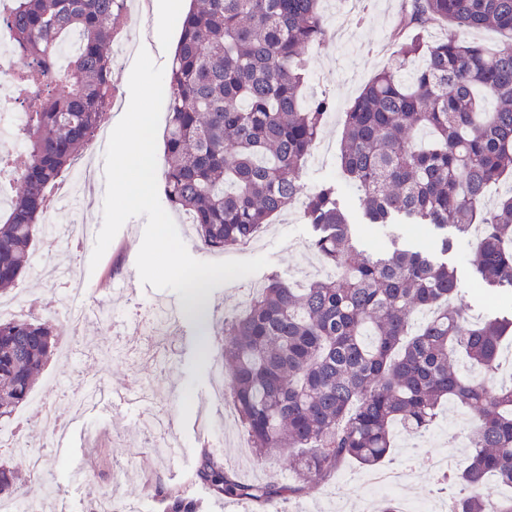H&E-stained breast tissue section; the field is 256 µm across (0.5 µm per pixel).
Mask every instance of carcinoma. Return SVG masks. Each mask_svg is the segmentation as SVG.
Here are the masks:
<instances>
[{
  "instance_id": "carcinoma-1",
  "label": "carcinoma",
  "mask_w": 512,
  "mask_h": 512,
  "mask_svg": "<svg viewBox=\"0 0 512 512\" xmlns=\"http://www.w3.org/2000/svg\"><path fill=\"white\" fill-rule=\"evenodd\" d=\"M322 0H193L164 79L165 197L207 250L235 249L301 201L311 249L336 273L303 288L270 274L248 307L224 320L227 394L255 458L292 460L296 479L250 483L203 448L192 480L217 498L285 501L347 461L384 463L392 427L425 431L445 401L473 412L468 465L452 512H488L491 484L512 487V381L493 376L512 311L472 322L453 306L457 270L430 253L358 249L333 182L306 194L304 165L327 114L307 97L308 52L325 44ZM127 0H13L12 41L42 92L26 96L25 165L0 211V294L30 268L46 231L47 187L107 115L114 29ZM512 35V0H406L387 65L345 112L341 178L368 224H423L438 251L481 231L470 262L481 290L512 296V191L484 208L489 185L512 175V44L490 52L469 34ZM81 48L51 65L63 37ZM431 315L414 326L411 314ZM56 350L50 326L0 321V419L24 406ZM26 497L0 466V499ZM167 512H200L179 490Z\"/></svg>"
}]
</instances>
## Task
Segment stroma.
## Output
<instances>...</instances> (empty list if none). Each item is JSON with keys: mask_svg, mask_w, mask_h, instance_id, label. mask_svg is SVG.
Returning a JSON list of instances; mask_svg holds the SVG:
<instances>
[{"mask_svg": "<svg viewBox=\"0 0 512 512\" xmlns=\"http://www.w3.org/2000/svg\"><path fill=\"white\" fill-rule=\"evenodd\" d=\"M148 30L141 38L153 61L169 67L180 36L181 20L164 17L158 10L160 0H151ZM403 0H371L370 18L356 28L353 42H328L311 54L307 91L326 93L335 107L327 115L321 139L326 149H314L305 165L304 182L312 188L339 176V144L343 134V114L351 101L387 63L385 46L403 10ZM146 216L128 220L108 247L119 269L106 277L103 267H90L91 250L76 253L58 246L53 233L40 235L35 252L54 253L61 268L76 271L92 297V318L82 329H74L60 303V290L46 279L28 274L9 293L12 301L21 302L20 317L50 322L59 346H74V362L62 366L52 357L40 375L35 393L45 402L55 404L59 416L74 418L78 438L90 439V446H79L61 454L47 444L44 428L33 427L39 443L36 462L13 455L0 447V457L14 467L29 489V499L42 502V512H59L69 503L73 512H91L96 500L117 502L121 512H165L159 493L160 485H179L201 502L204 512H272L254 503L215 498L201 485L189 483L202 442L210 440L216 429H224L229 447L220 448L225 465L247 482L274 479L294 481L293 465L285 459L270 457L253 462L233 443L244 433L233 407L215 400V384L207 370L208 363L218 361L223 338L220 331L205 335L197 317L187 314L185 294H176L177 317L189 334L178 342L172 328L161 335L139 332L137 322L143 310H166L165 293L154 290L145 295L136 268ZM352 222L359 233L362 249L374 251L399 244L427 249L432 235L412 224H399L389 230L364 223L360 212H353ZM312 228L299 210H291L274 221L258 249L270 259L268 268L235 281L207 288L209 310L216 318L240 312L242 299L255 283L268 273H278L287 281L302 285L315 277L319 267L310 242ZM450 259L458 268L460 293L458 303L467 307L473 318L506 308L511 301L489 296L473 288L469 247L457 242ZM143 386L145 400L95 410L84 405L74 410V396L100 388L121 393L127 382ZM470 413L455 404L444 405L434 425L424 434L396 428V448L392 467H402L407 477L398 491L374 487L371 470L354 462L345 463L328 480L307 487L290 501V512H308L309 507L330 508L341 502L344 512H377L386 501L399 497L422 505L439 497L438 475L429 460L435 453L454 447L467 455L466 435ZM93 477L84 483L83 474Z\"/></svg>", "mask_w": 512, "mask_h": 512, "instance_id": "obj_1", "label": "stroma"}]
</instances>
